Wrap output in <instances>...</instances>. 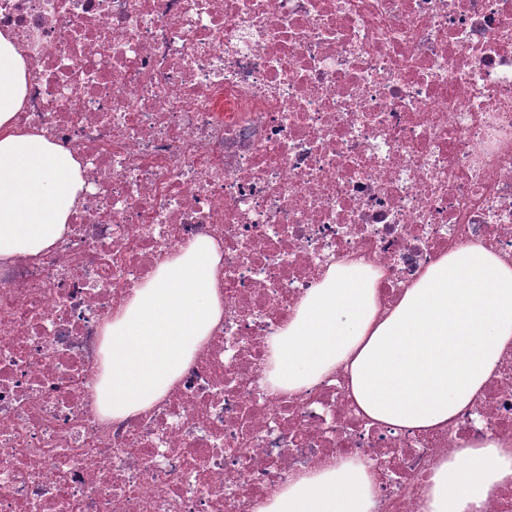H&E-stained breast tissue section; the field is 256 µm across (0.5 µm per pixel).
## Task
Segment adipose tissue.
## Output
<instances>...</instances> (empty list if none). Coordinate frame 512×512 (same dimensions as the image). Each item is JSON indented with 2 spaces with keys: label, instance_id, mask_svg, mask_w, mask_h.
Here are the masks:
<instances>
[{
  "label": "adipose tissue",
  "instance_id": "adipose-tissue-1",
  "mask_svg": "<svg viewBox=\"0 0 512 512\" xmlns=\"http://www.w3.org/2000/svg\"><path fill=\"white\" fill-rule=\"evenodd\" d=\"M27 71L0 32V262L53 248L85 187L80 162L38 133L10 131ZM219 244L200 238L159 266L103 327L102 413L125 418L159 404L224 320L216 286ZM381 274L364 261L334 263L271 341L270 392L317 385L337 367L371 420L434 431L478 397L512 346V263L483 245L429 265L397 304L380 310ZM512 481V446L457 449L430 478L427 512H480L489 492ZM375 480L357 459L297 473L257 512H373Z\"/></svg>",
  "mask_w": 512,
  "mask_h": 512
}]
</instances>
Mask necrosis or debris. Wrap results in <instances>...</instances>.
Segmentation results:
<instances>
[{
	"label": "necrosis or debris",
	"mask_w": 512,
	"mask_h": 512,
	"mask_svg": "<svg viewBox=\"0 0 512 512\" xmlns=\"http://www.w3.org/2000/svg\"><path fill=\"white\" fill-rule=\"evenodd\" d=\"M28 70L11 125L79 160L70 231L0 264V512H255L355 458L376 512L512 442V347L447 428L367 418L343 370L274 395L268 346L329 264L393 306L443 254L512 261V0H0ZM198 238L224 320L166 398L111 419L101 328Z\"/></svg>",
	"instance_id": "4bbe7bcc"
}]
</instances>
